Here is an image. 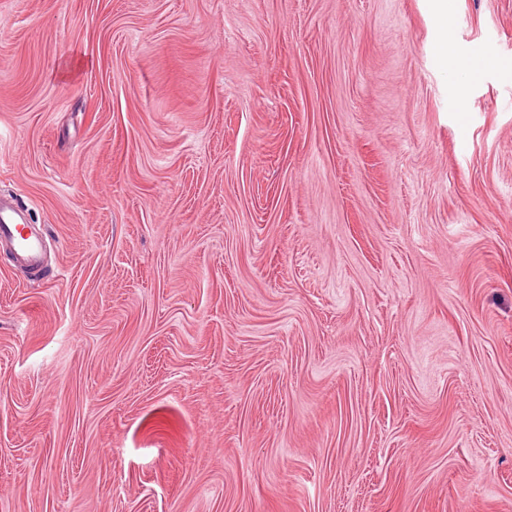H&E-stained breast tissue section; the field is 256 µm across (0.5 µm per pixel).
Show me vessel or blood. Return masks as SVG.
I'll list each match as a JSON object with an SVG mask.
<instances>
[{"label": "vessel or blood", "instance_id": "vessel-or-blood-1", "mask_svg": "<svg viewBox=\"0 0 512 512\" xmlns=\"http://www.w3.org/2000/svg\"><path fill=\"white\" fill-rule=\"evenodd\" d=\"M1 243L10 245L23 271L31 274L40 269L44 236L29 224L26 212L8 199H0Z\"/></svg>", "mask_w": 512, "mask_h": 512}]
</instances>
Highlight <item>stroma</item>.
<instances>
[{
    "instance_id": "35a3bbf8",
    "label": "stroma",
    "mask_w": 512,
    "mask_h": 512,
    "mask_svg": "<svg viewBox=\"0 0 512 512\" xmlns=\"http://www.w3.org/2000/svg\"><path fill=\"white\" fill-rule=\"evenodd\" d=\"M0 0V512H512V0ZM434 14L439 32V42L436 46V52L444 67L452 74L470 73L473 70L470 57L462 52L448 37V29L451 27V18L448 14V2L446 0H435ZM10 245L20 268L34 274L42 263L44 236L29 224L26 212L11 200L0 199V244Z\"/></svg>"
}]
</instances>
